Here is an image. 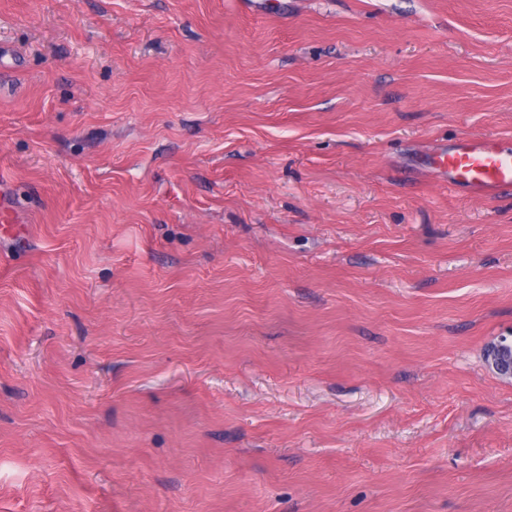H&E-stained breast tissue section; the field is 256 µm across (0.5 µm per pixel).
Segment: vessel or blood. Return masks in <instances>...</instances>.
I'll return each instance as SVG.
<instances>
[{"instance_id":"vessel-or-blood-1","label":"vessel or blood","mask_w":512,"mask_h":512,"mask_svg":"<svg viewBox=\"0 0 512 512\" xmlns=\"http://www.w3.org/2000/svg\"><path fill=\"white\" fill-rule=\"evenodd\" d=\"M437 165L447 170L449 185L466 188L476 197L494 198L512 189V149L494 139L464 137L439 153Z\"/></svg>"}]
</instances>
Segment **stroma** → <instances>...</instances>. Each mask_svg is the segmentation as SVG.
Instances as JSON below:
<instances>
[{
    "instance_id": "stroma-1",
    "label": "stroma",
    "mask_w": 512,
    "mask_h": 512,
    "mask_svg": "<svg viewBox=\"0 0 512 512\" xmlns=\"http://www.w3.org/2000/svg\"><path fill=\"white\" fill-rule=\"evenodd\" d=\"M0 512H512V0H0ZM439 168L448 171V184L466 188L473 196L496 198L512 189V149L497 140L467 136L437 159ZM490 371L502 379L512 380V336H501L489 343L485 354Z\"/></svg>"
}]
</instances>
